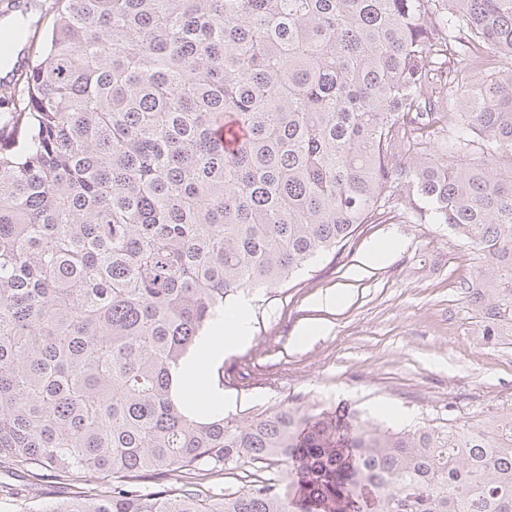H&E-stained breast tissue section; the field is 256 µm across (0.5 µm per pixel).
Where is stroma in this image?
Returning a JSON list of instances; mask_svg holds the SVG:
<instances>
[{"mask_svg":"<svg viewBox=\"0 0 512 512\" xmlns=\"http://www.w3.org/2000/svg\"><path fill=\"white\" fill-rule=\"evenodd\" d=\"M390 242L389 256L370 259ZM476 252L443 224H365L340 253L320 256L276 288L241 292L249 340L204 365L228 404L197 413L244 416L280 406L310 413L348 403L387 407L412 426L512 406V327L486 339L460 288ZM336 305L321 306L325 296ZM66 489L0 471V512H52Z\"/></svg>","mask_w":512,"mask_h":512,"instance_id":"stroma-1","label":"stroma"}]
</instances>
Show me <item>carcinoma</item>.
Listing matches in <instances>:
<instances>
[{"instance_id":"cac0c4a2","label":"carcinoma","mask_w":512,"mask_h":512,"mask_svg":"<svg viewBox=\"0 0 512 512\" xmlns=\"http://www.w3.org/2000/svg\"><path fill=\"white\" fill-rule=\"evenodd\" d=\"M400 219L471 244L483 335L512 324V0H58L0 93V469L69 489L52 512H512V407L174 395L235 295ZM245 460L297 468L200 489ZM54 1L55 0H41V2L44 4L42 10L44 13L47 12V15H46L45 19L43 20V23L41 24L40 28L36 31V33H35V30H32L30 33V38L24 40V42H27V45H26L27 48H29V49H27V51L29 50V52L25 53V57L22 54L21 56H19L18 62H17V58H16L17 55H16V53H14V54L10 55L9 59H7V60H9V62L11 64L9 71H11L15 65L14 71L10 73L11 78H12V74H14V72H15V70H17V68L21 67L22 65L26 66L27 64H31V62H33L34 59L36 58L34 51H36V48L39 47L40 41L43 37L45 30L52 23L53 10H51L50 7L53 6ZM45 9H46V11H45ZM21 57H23L22 62H21Z\"/></svg>"}]
</instances>
